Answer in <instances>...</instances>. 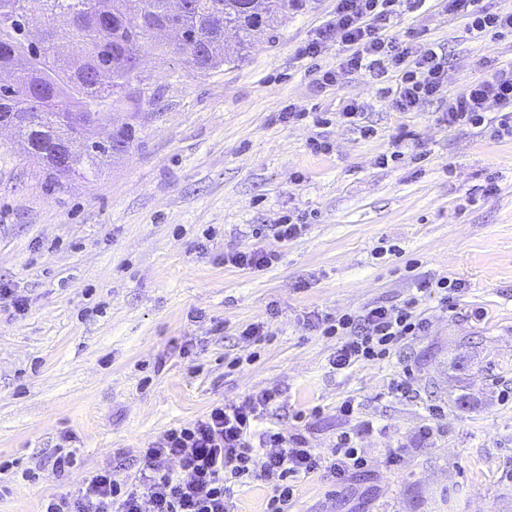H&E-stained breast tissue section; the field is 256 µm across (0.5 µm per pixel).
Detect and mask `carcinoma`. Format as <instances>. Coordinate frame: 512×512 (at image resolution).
Wrapping results in <instances>:
<instances>
[{
	"label": "carcinoma",
	"mask_w": 512,
	"mask_h": 512,
	"mask_svg": "<svg viewBox=\"0 0 512 512\" xmlns=\"http://www.w3.org/2000/svg\"><path fill=\"white\" fill-rule=\"evenodd\" d=\"M193 9L181 18L176 41L163 49L200 71L219 69L231 57L224 54V30L212 17L224 15V26L237 31L236 57L241 58L262 38L272 40L299 0H191ZM180 0H0V16H12L17 29L44 30L38 43L24 41L0 28V70L14 73L12 95L0 94V113L11 112L15 132L29 157L47 173L50 186L61 189L73 176L94 173L96 165L115 156L95 136V128L111 112L141 100L146 93L140 71L141 43L152 36L154 24L176 12ZM60 15L70 27L58 31ZM84 45L82 59L64 53L65 43ZM81 120L83 150L70 151L68 163L58 154L72 143L74 121ZM139 129L125 122L116 138L130 149Z\"/></svg>",
	"instance_id": "cac0c4a2"
}]
</instances>
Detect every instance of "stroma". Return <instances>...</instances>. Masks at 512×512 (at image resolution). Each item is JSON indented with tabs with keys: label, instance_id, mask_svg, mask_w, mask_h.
<instances>
[{
	"label": "stroma",
	"instance_id": "35a3bbf8",
	"mask_svg": "<svg viewBox=\"0 0 512 512\" xmlns=\"http://www.w3.org/2000/svg\"><path fill=\"white\" fill-rule=\"evenodd\" d=\"M335 7L300 0L276 41L209 73L144 43L151 97L115 116L138 140L62 190L0 131V281L28 303L0 299V512H41L107 466L133 480L167 429L262 390L279 394L262 427L324 455L347 433L367 460L336 485L301 479L290 512H512V139L439 120L449 95L512 64V35L476 37L442 0L402 10L388 35L417 31L449 67L443 97L397 112L381 92L396 75L325 86L300 56ZM353 98L368 133L340 118ZM288 107L299 119L282 120ZM319 133L329 152H312ZM400 135L404 159L379 165ZM298 212L304 235L263 242L277 264L225 265L254 225ZM443 278L462 284L453 299L417 295ZM412 297L425 333L330 367L336 341L311 316ZM257 322L266 338L242 337Z\"/></svg>",
	"mask_w": 512,
	"mask_h": 512
}]
</instances>
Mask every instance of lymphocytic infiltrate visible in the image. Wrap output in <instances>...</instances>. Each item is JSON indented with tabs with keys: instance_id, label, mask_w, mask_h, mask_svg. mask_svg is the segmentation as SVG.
<instances>
[{
	"instance_id": "1",
	"label": "lymphocytic infiltrate",
	"mask_w": 512,
	"mask_h": 512,
	"mask_svg": "<svg viewBox=\"0 0 512 512\" xmlns=\"http://www.w3.org/2000/svg\"><path fill=\"white\" fill-rule=\"evenodd\" d=\"M403 0H336L333 21L300 53L315 59L327 44L339 41L346 54L321 82L331 85L365 71L382 79L397 71L400 83L391 99L397 112H415L440 95L447 71L434 44H399L386 33ZM479 0H448L449 13L466 12L477 35L512 34V10L487 12ZM502 109L497 135L512 136V64L494 68L480 80L450 96L442 113L445 125L482 126L491 108ZM416 301L403 305L375 304L357 314L324 315L315 319L323 335L337 337L330 365L337 370L361 361L381 360L404 337L425 332L427 320ZM278 398L262 391L239 401L212 406L197 419L165 431L143 450V466L134 483L98 471L78 491L49 499L44 512H237L235 488L250 479L272 490L266 512H288L293 484L299 478L324 474L345 479L366 461L349 435H341L331 455L309 448L305 440L288 439L281 431L258 429L262 414Z\"/></svg>"
}]
</instances>
